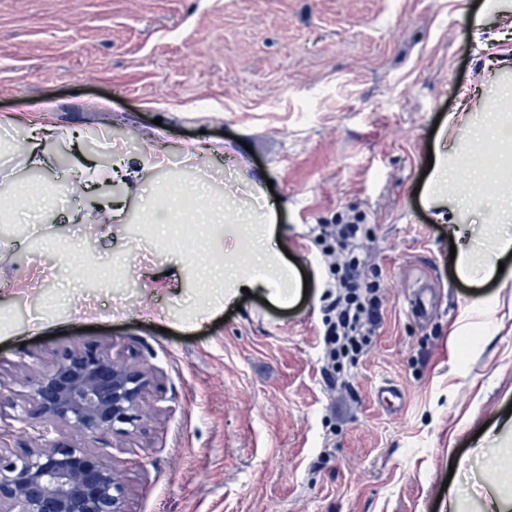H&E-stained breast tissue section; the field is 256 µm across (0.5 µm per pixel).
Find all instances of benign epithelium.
<instances>
[{
    "label": "benign epithelium",
    "mask_w": 512,
    "mask_h": 512,
    "mask_svg": "<svg viewBox=\"0 0 512 512\" xmlns=\"http://www.w3.org/2000/svg\"><path fill=\"white\" fill-rule=\"evenodd\" d=\"M14 383L25 389L20 418L34 433L21 453L0 447V512H128V493L104 455L57 441L62 427L112 447L148 420L153 373L112 355V344H74L53 354L47 367Z\"/></svg>",
    "instance_id": "obj_1"
}]
</instances>
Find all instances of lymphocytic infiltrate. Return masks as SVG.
Returning a JSON list of instances; mask_svg holds the SVG:
<instances>
[{
	"instance_id": "f902f5d3",
	"label": "lymphocytic infiltrate",
	"mask_w": 512,
	"mask_h": 512,
	"mask_svg": "<svg viewBox=\"0 0 512 512\" xmlns=\"http://www.w3.org/2000/svg\"><path fill=\"white\" fill-rule=\"evenodd\" d=\"M314 231L334 259V280L326 291L329 303L323 319L325 373L330 376L356 365L371 348L384 290L379 279L368 274L360 220L318 224Z\"/></svg>"
}]
</instances>
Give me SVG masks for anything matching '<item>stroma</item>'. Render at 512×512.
Segmentation results:
<instances>
[{
    "label": "stroma",
    "instance_id": "1",
    "mask_svg": "<svg viewBox=\"0 0 512 512\" xmlns=\"http://www.w3.org/2000/svg\"><path fill=\"white\" fill-rule=\"evenodd\" d=\"M481 2L0 0V199L34 186L52 196L85 160L154 162L143 184H101L0 222L10 426L0 443L27 444L23 401L9 390L19 364L37 371L64 347L111 340L156 375L152 418L112 451L131 512H439L461 462V508L472 512L484 495L475 435L512 409V284L458 280L448 228L414 190L460 89L481 86L477 122L512 82L470 40ZM25 102L51 110L42 169L26 162L27 130L8 121ZM265 178L275 233L307 292L283 305L259 284L239 305L202 313L209 283L197 274L224 271L235 237L217 253L216 224H167L153 237L144 224L172 185L204 182L198 204L209 211ZM114 196L122 217L91 220L89 199ZM77 210L85 222H68ZM355 214L384 307L345 401L323 371L328 268L310 229ZM187 236L197 252L182 250ZM68 254L97 275L71 276ZM422 281L435 292L425 317L408 300ZM478 295L484 312L462 320ZM36 316L41 338L29 330ZM465 322L470 334L452 339ZM385 381L402 394L397 411L375 399Z\"/></svg>",
    "mask_w": 512,
    "mask_h": 512
}]
</instances>
